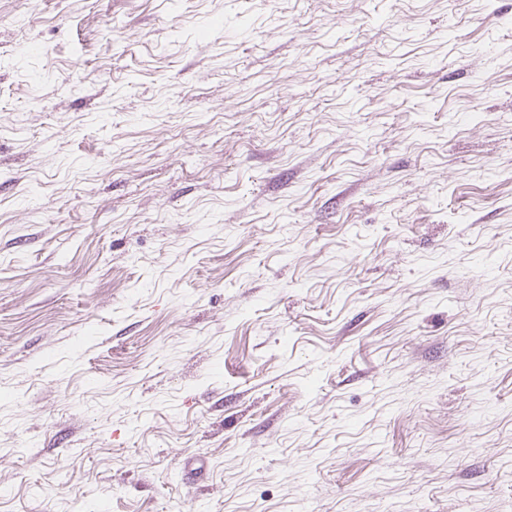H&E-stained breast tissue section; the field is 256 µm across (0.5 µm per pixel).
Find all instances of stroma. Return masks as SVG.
<instances>
[{
    "mask_svg": "<svg viewBox=\"0 0 512 512\" xmlns=\"http://www.w3.org/2000/svg\"><path fill=\"white\" fill-rule=\"evenodd\" d=\"M0 512H512V0H0Z\"/></svg>",
    "mask_w": 512,
    "mask_h": 512,
    "instance_id": "obj_1",
    "label": "stroma"
}]
</instances>
